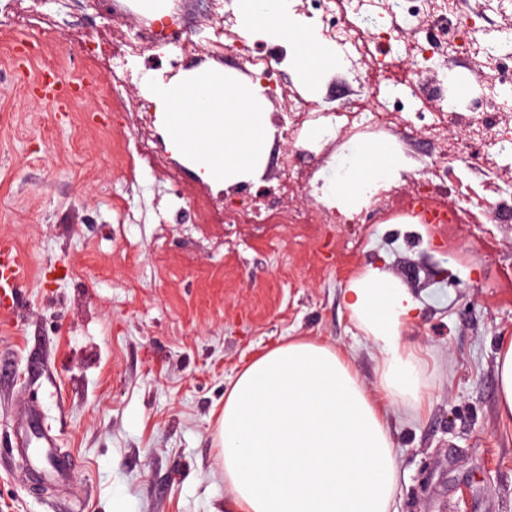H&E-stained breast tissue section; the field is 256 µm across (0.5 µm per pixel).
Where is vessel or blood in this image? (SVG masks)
Here are the masks:
<instances>
[{"instance_id":"obj_1","label":"vessel or blood","mask_w":512,"mask_h":512,"mask_svg":"<svg viewBox=\"0 0 512 512\" xmlns=\"http://www.w3.org/2000/svg\"><path fill=\"white\" fill-rule=\"evenodd\" d=\"M28 274L29 261L24 253L0 248V292L7 294L20 288ZM17 429L16 446L26 455L32 469L58 483L67 480L73 461L57 451L55 438L43 429L39 416H24Z\"/></svg>"}]
</instances>
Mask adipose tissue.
Segmentation results:
<instances>
[{"instance_id":"ef3b65f1","label":"adipose tissue","mask_w":512,"mask_h":512,"mask_svg":"<svg viewBox=\"0 0 512 512\" xmlns=\"http://www.w3.org/2000/svg\"><path fill=\"white\" fill-rule=\"evenodd\" d=\"M244 37L287 44L311 99L336 69L335 49L290 13L288 0H235ZM402 161L387 141L355 145L323 188L339 209L392 178ZM349 317L377 350V393L333 345L295 339L250 361L224 392L219 431L224 483L236 512H394L399 466L390 421L426 409L425 360L404 332L419 302L382 266L342 290Z\"/></svg>"}]
</instances>
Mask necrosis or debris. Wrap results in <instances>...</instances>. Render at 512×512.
<instances>
[{
	"label": "necrosis or debris",
	"instance_id": "necrosis-or-debris-1",
	"mask_svg": "<svg viewBox=\"0 0 512 512\" xmlns=\"http://www.w3.org/2000/svg\"><path fill=\"white\" fill-rule=\"evenodd\" d=\"M307 14H320L323 34L330 41L349 46L354 61H378L385 70L393 69L395 58L407 61L423 60L434 56L438 49H446L450 59L456 60L484 87L483 94L469 99L464 111H456V98L447 88L439 87L426 96L411 93L408 97L409 114L420 123L422 136L435 139L442 134L446 120L461 125L472 143L487 146L485 165L497 167L503 144L512 143V30L495 26L498 17L512 15V0H357L361 10L373 12L377 17L375 29L357 25L355 21L337 22L336 15L343 10V0H301ZM211 18L203 41L182 38L170 42L152 31H129L122 37L100 38L99 55L110 65L113 79L145 84L153 79L149 63V50L173 49L164 79H172L180 71L178 63L183 57L207 45L213 59H222L225 52L237 51V42H225L224 37L236 21L224 10V0H210ZM424 19L431 23L436 36L426 40H409L403 34V22ZM288 127L300 152H308L310 142L304 129L336 128L345 124L351 135L362 138L371 130H390L397 125L400 114L381 113L376 126L361 121L359 106L345 112L324 109L306 101L292 98L287 107ZM297 170L292 160L283 163V177L277 185L265 188L262 199H271L291 190L296 182ZM262 199H248L238 207L225 208L212 199L193 201L196 221L200 224H275L277 213L262 207ZM379 211L391 219L410 216V209L400 207L399 197L392 187L382 185L365 204L364 211L347 216H336L325 202H318L314 210H301L291 218L295 224H333L336 222L359 224L367 211Z\"/></svg>",
	"mask_w": 512,
	"mask_h": 512
}]
</instances>
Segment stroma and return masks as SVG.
Masks as SVG:
<instances>
[{"instance_id": "1", "label": "stroma", "mask_w": 512, "mask_h": 512, "mask_svg": "<svg viewBox=\"0 0 512 512\" xmlns=\"http://www.w3.org/2000/svg\"><path fill=\"white\" fill-rule=\"evenodd\" d=\"M27 24L0 17V246L27 253L32 275L17 311H0V512H232L217 418L241 367L275 344L305 337L336 346L368 391L375 350L341 300L363 266L383 265L420 303L405 331L431 377L423 419L392 421L400 490L396 512H512V425L496 416L495 357L512 337V224L461 196L459 224L382 216L325 224L319 240L295 225L213 226L195 237L192 198L209 191L181 158L178 180L131 154L140 91L116 86L99 35L153 17L142 0H18ZM274 129L259 190L282 161L320 184L352 138L327 130L326 153L295 155L281 130L289 97L308 91L277 69ZM406 85L345 67L318 100L342 108L362 96L392 107ZM464 137L392 138L411 156L395 184L414 196L436 160ZM40 413L75 469L67 484L29 478L14 447L20 408Z\"/></svg>"}]
</instances>
